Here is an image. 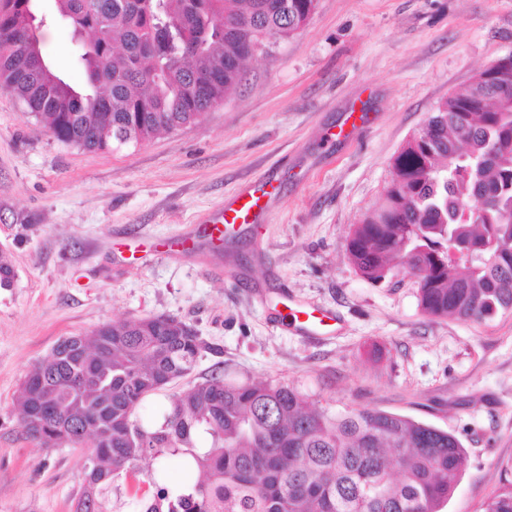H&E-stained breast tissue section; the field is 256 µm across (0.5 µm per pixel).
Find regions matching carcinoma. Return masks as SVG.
Wrapping results in <instances>:
<instances>
[{
  "instance_id": "obj_1",
  "label": "carcinoma",
  "mask_w": 512,
  "mask_h": 512,
  "mask_svg": "<svg viewBox=\"0 0 512 512\" xmlns=\"http://www.w3.org/2000/svg\"><path fill=\"white\" fill-rule=\"evenodd\" d=\"M318 0H55L87 88L40 46L34 0H0V89L66 145L105 151L198 121L263 53L300 31ZM504 101L493 111L486 100ZM346 251L375 284L416 280L431 317L512 314V53L442 100L394 158L382 203ZM209 348L172 317L112 321L68 336L23 380V431L40 445L87 447L75 512H104L112 479L150 455L183 459L184 481L145 473L143 512H443L468 459L452 433L376 407H311L281 379L214 375L174 397L156 422L138 410ZM209 446L198 445L200 439ZM484 512H512V481Z\"/></svg>"
}]
</instances>
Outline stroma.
Here are the masks:
<instances>
[{"label": "stroma", "mask_w": 512, "mask_h": 512, "mask_svg": "<svg viewBox=\"0 0 512 512\" xmlns=\"http://www.w3.org/2000/svg\"><path fill=\"white\" fill-rule=\"evenodd\" d=\"M35 7L44 57L83 84L54 0ZM511 52L512 0H319L199 122L105 152L58 142L0 91V254L15 271L0 288V512H74L87 461L22 433L25 376L63 337L144 316L180 319L212 350L142 418L219 372L280 378L317 408L368 405L452 432L469 464L444 512H483L512 481V315L424 316L412 278L365 281L346 243L436 105ZM265 181L277 194L262 223L211 245L203 218ZM286 303L339 325L301 335L276 321ZM147 467L113 479L108 512H141L156 493Z\"/></svg>", "instance_id": "35a3bbf8"}]
</instances>
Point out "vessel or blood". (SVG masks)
I'll return each mask as SVG.
<instances>
[{"label":"vessel or blood","mask_w":512,"mask_h":512,"mask_svg":"<svg viewBox=\"0 0 512 512\" xmlns=\"http://www.w3.org/2000/svg\"><path fill=\"white\" fill-rule=\"evenodd\" d=\"M272 183L251 184L243 188L210 219L208 236L212 243L223 242L228 234L245 224L261 223L266 205L275 194Z\"/></svg>","instance_id":"vessel-or-blood-1"}]
</instances>
